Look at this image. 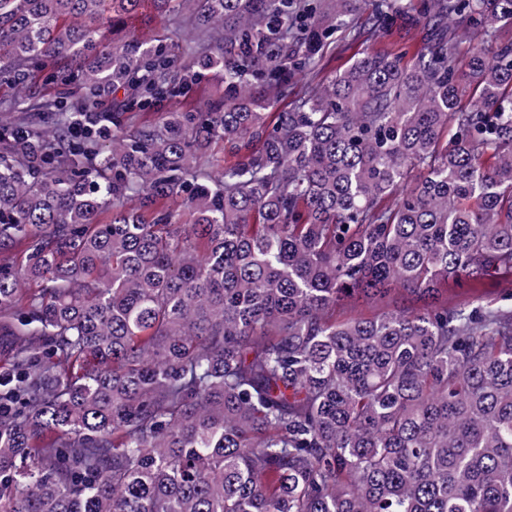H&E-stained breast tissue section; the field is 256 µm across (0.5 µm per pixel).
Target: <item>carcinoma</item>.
Returning <instances> with one entry per match:
<instances>
[{
  "instance_id": "carcinoma-1",
  "label": "carcinoma",
  "mask_w": 512,
  "mask_h": 512,
  "mask_svg": "<svg viewBox=\"0 0 512 512\" xmlns=\"http://www.w3.org/2000/svg\"><path fill=\"white\" fill-rule=\"evenodd\" d=\"M148 8L181 53L129 29ZM403 20L423 49L319 79ZM507 25L512 0H0V512H512V306L440 300L512 275ZM395 291L423 308L336 320ZM366 46L360 43L351 44V41L344 40L342 42H331L323 50V56L325 60V68L321 73V78L330 77L331 75L345 68L351 63Z\"/></svg>"
}]
</instances>
